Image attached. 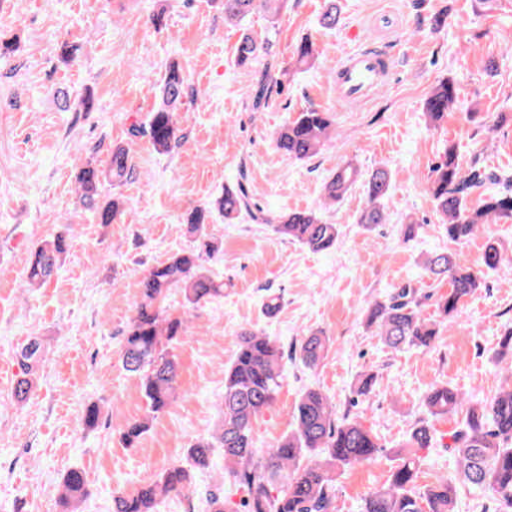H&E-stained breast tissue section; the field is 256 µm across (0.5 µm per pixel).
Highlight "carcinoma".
Masks as SVG:
<instances>
[{
	"label": "carcinoma",
	"instance_id": "carcinoma-1",
	"mask_svg": "<svg viewBox=\"0 0 512 512\" xmlns=\"http://www.w3.org/2000/svg\"><path fill=\"white\" fill-rule=\"evenodd\" d=\"M286 0H223L224 20L240 23L258 8L277 13ZM270 40L257 41L242 33L236 47V64L250 66L269 52ZM317 58L314 42L302 39L295 48L294 60L307 65ZM192 91L185 70L170 63L158 87V104L148 122V135L154 149L170 153L180 145L182 135L176 112ZM458 98L454 80L443 78L429 91L424 111L430 124L447 116ZM336 133V115L315 107H306L289 119L275 139V146L286 157L304 161L318 154L323 143ZM135 166L128 152L112 150L110 163L101 170L87 163L77 176L79 200L97 211L99 223L111 224L125 214L117 199L99 200L106 182L121 183L134 174ZM362 182L366 204L359 223L370 229L385 222V201L392 190V176L383 168L361 177L359 168L348 162L336 169L324 184L328 202L341 200ZM430 197L448 238L468 242L485 224L512 221V174L486 168L475 156L462 164L455 146L445 147L433 167ZM224 220L245 214L314 253L336 248L340 228L319 217L312 210L294 209L287 213L258 216L251 210L243 185L224 187L218 201ZM206 209L192 211L186 218L192 245L158 263L142 275L140 300L130 316L121 350L125 371L140 379L146 401V413L129 421L122 441L136 447L150 423L166 412L176 398L179 365L166 346L187 336V319L166 309L171 291L181 290L185 306L198 309L224 293V282L205 270L203 261L218 251L213 237L206 232ZM69 251V238L60 233L32 248L25 270V282L41 287L60 269ZM505 257L493 241H488L482 265L475 267L461 254L434 252L424 262L429 274L448 279V293L437 301L438 318L425 316L419 308L417 293L402 287L384 301H374L364 313V322L373 336L388 348L414 346L431 348L441 326L454 317L460 304L483 285V270H497ZM330 339L321 330L304 334L295 357L309 368H317L329 353ZM42 343L34 338L20 352L22 375L15 386V396L22 401L34 384L33 375L41 359ZM284 353L278 341L250 329L239 334L237 348L224 367V396L221 421L209 439L187 448L191 465H210L213 449L224 454V471L235 486L247 490V498L229 509L228 498L212 493L206 497L209 512H335L336 472L355 464L371 461L379 445L372 432L359 421L336 419L329 398L316 389L307 390L293 412V428L270 448L263 460L255 459L252 444L254 421L274 404L283 373ZM497 364L512 366V329L501 335L495 350ZM464 404L463 395L446 384L430 387L424 406L432 416L454 413ZM437 431L425 421L409 432L387 485L371 492L361 512H456L457 488L444 477L426 488L416 484L421 463L419 450L432 447ZM448 451L455 459L459 479L496 503V512H512V382L506 384L490 401L472 406L448 433ZM191 470L174 465L143 478L131 491L112 494V512H156L160 497L179 495L191 485ZM280 485L271 494L272 484ZM85 473L74 469L63 478L60 501L68 510L86 492Z\"/></svg>",
	"mask_w": 512,
	"mask_h": 512
}]
</instances>
